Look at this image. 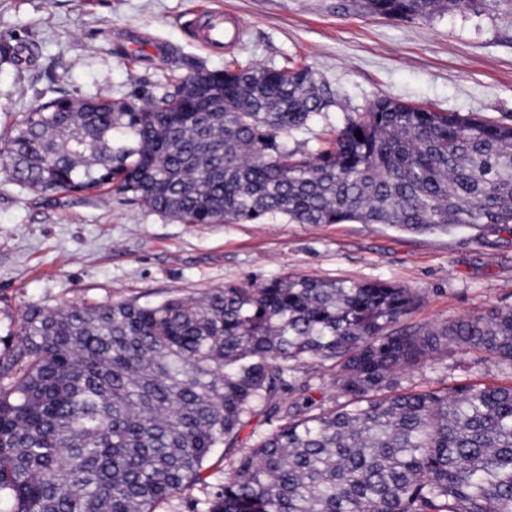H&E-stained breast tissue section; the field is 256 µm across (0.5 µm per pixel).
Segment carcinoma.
<instances>
[{
  "label": "carcinoma",
  "instance_id": "obj_1",
  "mask_svg": "<svg viewBox=\"0 0 512 512\" xmlns=\"http://www.w3.org/2000/svg\"><path fill=\"white\" fill-rule=\"evenodd\" d=\"M430 20L512 0H359ZM161 97L66 90L0 148L41 195L112 188L188 224H455L512 232V124L379 98L321 140L288 136L332 104L307 67L200 66ZM361 132L363 139L355 136ZM385 281L286 276L156 302L31 303L0 356L5 512H512V385L407 390L404 374L473 349L512 372V309L427 329ZM325 366L330 394L287 374ZM270 428L239 444L254 418ZM236 451L217 483L215 449Z\"/></svg>",
  "mask_w": 512,
  "mask_h": 512
}]
</instances>
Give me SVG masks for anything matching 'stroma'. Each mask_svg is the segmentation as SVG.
I'll list each match as a JSON object with an SVG mask.
<instances>
[{"label":"stroma","instance_id":"obj_1","mask_svg":"<svg viewBox=\"0 0 512 512\" xmlns=\"http://www.w3.org/2000/svg\"><path fill=\"white\" fill-rule=\"evenodd\" d=\"M205 8L239 36L223 52L195 37ZM0 131L65 89L116 99L161 95L171 78L150 44L212 71L228 61L311 67L334 106L289 139L313 151L347 113L389 97L512 124V12L433 20L367 15L354 0H0ZM186 66L180 74H188ZM288 275L381 280L417 293L409 327L512 307V234L461 224L404 232L378 224H185L110 190L39 196L0 169V337L33 302L56 307L198 297ZM510 385L481 353L414 368L406 388Z\"/></svg>","mask_w":512,"mask_h":512}]
</instances>
